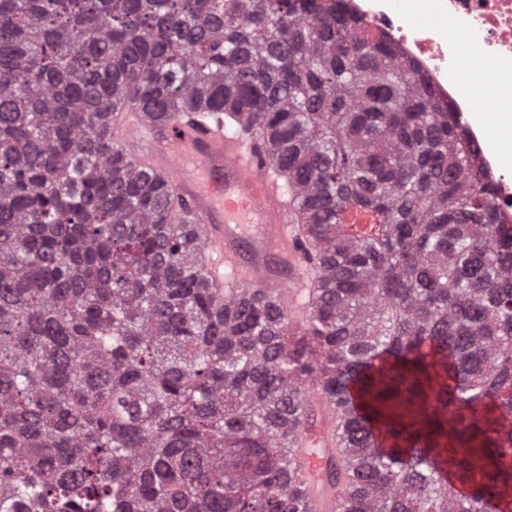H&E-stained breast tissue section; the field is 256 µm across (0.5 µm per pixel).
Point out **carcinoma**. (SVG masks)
I'll list each match as a JSON object with an SVG mask.
<instances>
[{
    "label": "carcinoma",
    "instance_id": "carcinoma-1",
    "mask_svg": "<svg viewBox=\"0 0 512 512\" xmlns=\"http://www.w3.org/2000/svg\"><path fill=\"white\" fill-rule=\"evenodd\" d=\"M342 2L0 0V512H306L312 388L337 512H512V222ZM121 107L264 140L312 253L300 325L208 283ZM298 430L295 467L304 484L311 512L336 511V487L329 481V462L336 455V411L314 399Z\"/></svg>",
    "mask_w": 512,
    "mask_h": 512
}]
</instances>
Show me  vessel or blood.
Wrapping results in <instances>:
<instances>
[{
    "mask_svg": "<svg viewBox=\"0 0 512 512\" xmlns=\"http://www.w3.org/2000/svg\"><path fill=\"white\" fill-rule=\"evenodd\" d=\"M110 133L138 164L167 176L199 222L215 287L261 288L303 314L307 243L261 141L203 122L147 126L130 109L115 115ZM335 454L336 411L319 399L302 418L294 458L310 512H336L328 478Z\"/></svg>",
    "mask_w": 512,
    "mask_h": 512,
    "instance_id": "1",
    "label": "vessel or blood"
}]
</instances>
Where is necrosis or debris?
Masks as SVG:
<instances>
[{"mask_svg":"<svg viewBox=\"0 0 512 512\" xmlns=\"http://www.w3.org/2000/svg\"><path fill=\"white\" fill-rule=\"evenodd\" d=\"M407 0H345L350 13L368 28L385 35L406 56L413 58L428 77L436 95L452 105L459 116L472 112L512 115V0H431L437 17L463 27L464 41L445 36L411 19ZM478 53L490 60V79L497 92L479 102L460 93L454 77L460 51ZM480 147V160L493 176L503 221H512V184L498 154L489 150L483 131L473 130Z\"/></svg>","mask_w":512,"mask_h":512,"instance_id":"necrosis-or-debris-1","label":"necrosis or debris"}]
</instances>
